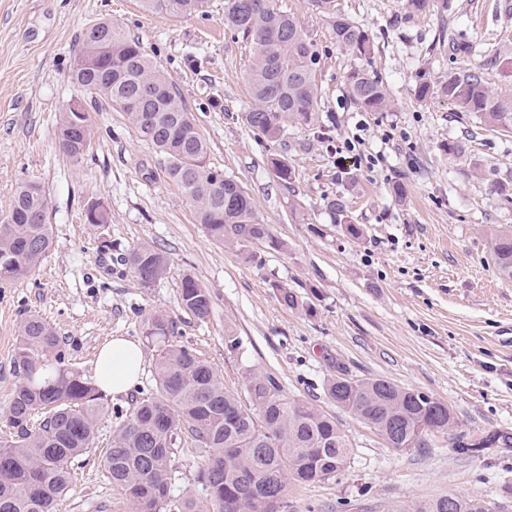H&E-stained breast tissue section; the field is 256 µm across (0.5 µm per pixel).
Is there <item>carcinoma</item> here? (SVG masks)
Returning a JSON list of instances; mask_svg holds the SVG:
<instances>
[{"label":"carcinoma","mask_w":512,"mask_h":512,"mask_svg":"<svg viewBox=\"0 0 512 512\" xmlns=\"http://www.w3.org/2000/svg\"><path fill=\"white\" fill-rule=\"evenodd\" d=\"M147 10L172 16L204 12L207 0H141ZM324 17L336 44L357 57L373 52L367 31L337 0H310ZM224 25L250 39V76L254 105L245 115L249 127L271 141L283 136L285 121L316 120L319 56L314 41L273 0H224ZM72 79L87 99L127 115L144 140L167 162L169 178L193 207L195 218L216 243L245 245L240 234L263 240L272 249L283 242L258 222L249 194L224 170L207 160V146L168 77L153 64L139 41L110 21L83 34ZM350 98L366 111L383 112L389 98L382 80L364 68L346 77ZM149 87L154 96L138 100ZM458 112H474L484 125L512 128V92L498 91L481 73L455 67L439 84ZM94 136L90 117L62 113L58 140L63 152L79 161ZM47 200L39 184L24 182L0 217V283L29 276L52 245L46 223ZM492 260L512 278V234L493 236ZM139 284L148 288L167 272V257L149 244L121 254ZM180 305L196 318L209 316L212 295L193 277L180 289ZM148 339L167 338L169 316L143 322ZM13 365L19 383L10 398L0 436V512H56L69 493L71 463L95 445L104 394L81 372L65 364L56 330L37 313L18 327ZM155 388L136 401L112 435L102 462L112 486L121 490L134 512H280L288 484L307 485L341 472L351 456L349 442L331 417L314 404L281 394L277 382L252 369L244 372L248 399L224 388L217 369L185 345L163 344L155 361ZM344 369L329 380L336 405L373 427L389 448H419V434L430 426L447 434L457 427L448 404L382 379H360L350 393ZM188 432L206 453L197 474L204 499L170 496L172 455ZM404 512H488L486 504L454 493L414 503Z\"/></svg>","instance_id":"obj_1"}]
</instances>
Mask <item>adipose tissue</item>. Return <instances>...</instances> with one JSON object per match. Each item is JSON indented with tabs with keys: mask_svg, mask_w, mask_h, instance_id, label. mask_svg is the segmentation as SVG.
Returning a JSON list of instances; mask_svg holds the SVG:
<instances>
[{
	"mask_svg": "<svg viewBox=\"0 0 512 512\" xmlns=\"http://www.w3.org/2000/svg\"><path fill=\"white\" fill-rule=\"evenodd\" d=\"M144 369L141 344L116 336L102 347L94 365L92 379L106 393H127Z\"/></svg>",
	"mask_w": 512,
	"mask_h": 512,
	"instance_id": "adipose-tissue-1",
	"label": "adipose tissue"
}]
</instances>
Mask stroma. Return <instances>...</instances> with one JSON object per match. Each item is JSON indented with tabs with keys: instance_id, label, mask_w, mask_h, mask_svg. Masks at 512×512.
Returning a JSON list of instances; mask_svg holds the SVG:
<instances>
[{
	"instance_id": "1",
	"label": "stroma",
	"mask_w": 512,
	"mask_h": 512,
	"mask_svg": "<svg viewBox=\"0 0 512 512\" xmlns=\"http://www.w3.org/2000/svg\"><path fill=\"white\" fill-rule=\"evenodd\" d=\"M340 2L368 32L371 56L337 46L309 0H274L314 40L320 63L317 123L289 124L273 142L243 119L253 105V54L225 27L224 0L182 17L144 11L140 0H0V216L17 185L35 181L53 237L39 269L0 283V434L18 382L12 355L24 313L55 328L66 364L84 376L112 337L141 342L145 354L137 384L105 397L96 446L74 461L58 512H133L100 459L136 399L155 386L158 345L142 329L154 313L173 319L170 342L211 362L230 392L246 397L242 373L255 368L346 434L353 448L346 468L289 486L284 512H398L451 492L491 505L512 486V445L470 453L438 435L396 452L325 391L341 366L354 378H384L447 403L463 440L512 434V278L499 273L490 250L494 231L512 230V201L498 189L512 180V130H490L445 98L416 93L423 81L438 86L452 65L512 89V0H435L434 9L412 15L404 0ZM102 20L137 38L168 76L209 163L247 190L285 249L212 241L169 180L164 157L124 113L90 109L91 148L78 162L62 152L56 126L81 95L74 59L86 29ZM458 43L471 52L452 55ZM355 67L383 81L389 109L367 112L350 100L346 76ZM453 143L459 155L449 154ZM361 155L374 166L359 165ZM275 156L292 168L291 184L276 176ZM339 196L340 214L326 206ZM94 201L107 207L105 228L85 218ZM349 222L361 225V238L345 234ZM144 242L169 259L165 277L148 288L116 262ZM188 276L211 292L206 319L180 305ZM276 282L306 308L282 305ZM229 333L236 344L227 343ZM204 460L183 434L172 462L176 495L202 497L196 475Z\"/></svg>"
}]
</instances>
